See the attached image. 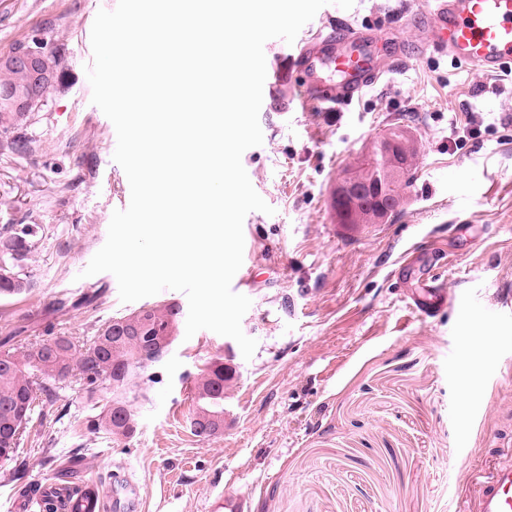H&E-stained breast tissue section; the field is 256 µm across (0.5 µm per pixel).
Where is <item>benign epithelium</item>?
Instances as JSON below:
<instances>
[{"instance_id": "obj_1", "label": "benign epithelium", "mask_w": 512, "mask_h": 512, "mask_svg": "<svg viewBox=\"0 0 512 512\" xmlns=\"http://www.w3.org/2000/svg\"><path fill=\"white\" fill-rule=\"evenodd\" d=\"M19 70L26 74L22 87L0 93V113L11 112L13 118L22 119L44 101L53 83L50 52L44 42L35 38L0 55V71ZM400 144L417 151V145L408 138H397L388 133L371 148L360 152L353 167L345 174L333 193V206L338 223L349 228L359 212L372 210L373 223L382 221L399 210L400 194L393 191L394 184L408 174L406 166L376 171L372 169L375 153L397 149Z\"/></svg>"}]
</instances>
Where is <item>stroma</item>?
<instances>
[{
  "label": "stroma",
  "instance_id": "35a3bbf8",
  "mask_svg": "<svg viewBox=\"0 0 512 512\" xmlns=\"http://www.w3.org/2000/svg\"><path fill=\"white\" fill-rule=\"evenodd\" d=\"M118 0H0V53L38 37L60 63L43 104L0 134V228L40 230L25 272L30 288L0 299V338L27 346L68 337L84 350L96 331L140 306L187 307L165 290L119 299L115 277L82 272L105 244L130 186L114 162L112 122L91 102L85 68L99 10ZM421 0H355L322 7V24L377 29L376 48L399 47L395 71L351 103L302 111L289 86L259 114L263 143L243 166L273 214H247L241 321L257 342L244 359L231 338L177 335L130 406L136 434L89 429L95 402L77 383L40 407L15 462L0 466V512H29L35 480L105 485L129 474L140 512H207L219 490L249 494L251 512H456L464 452L512 436V81L489 77L423 44ZM478 125V137L452 127ZM400 129L420 148L404 203L386 223L350 235L332 194L356 154ZM439 273L453 305L422 318L404 300L422 288L414 255ZM488 328L500 350L474 344ZM237 375L224 391V428L193 434L194 386L211 363Z\"/></svg>",
  "mask_w": 512,
  "mask_h": 512
}]
</instances>
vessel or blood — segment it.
<instances>
[{
	"mask_svg": "<svg viewBox=\"0 0 512 512\" xmlns=\"http://www.w3.org/2000/svg\"><path fill=\"white\" fill-rule=\"evenodd\" d=\"M428 16L434 47L489 76L512 69V0H433ZM290 60L304 108L352 101L389 73L373 64L361 31L346 24L301 38ZM425 291L409 303L423 316L446 301L439 284L427 285ZM455 467L468 476L463 512H512L511 442H502L492 460L465 454L456 459ZM86 506L90 512H110L114 507L138 512L137 486L130 480L106 484L92 490Z\"/></svg>",
	"mask_w": 512,
	"mask_h": 512,
	"instance_id": "vessel-or-blood-1",
	"label": "vessel or blood"
}]
</instances>
